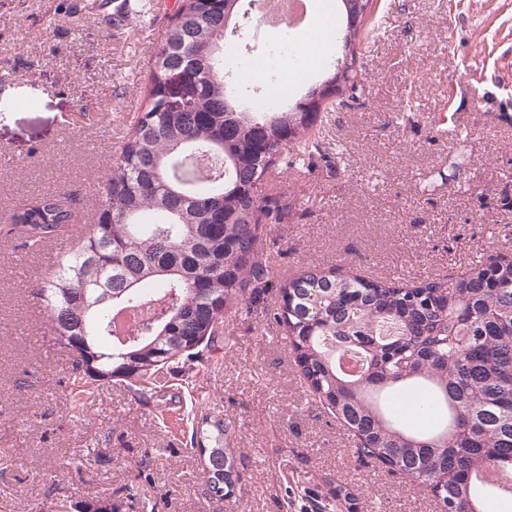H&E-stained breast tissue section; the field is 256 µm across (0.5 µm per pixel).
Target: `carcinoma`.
Returning <instances> with one entry per match:
<instances>
[{"label":"carcinoma","mask_w":512,"mask_h":512,"mask_svg":"<svg viewBox=\"0 0 512 512\" xmlns=\"http://www.w3.org/2000/svg\"><path fill=\"white\" fill-rule=\"evenodd\" d=\"M339 2L334 40L348 51V78L320 95L317 111L295 107L228 112L242 98L225 79L224 43L240 42L231 19L240 0H182L151 63L147 103L112 159L104 200L89 236L36 285L55 341L73 356L79 395L114 378L141 400L161 369L200 354L243 303L263 298L271 257L259 242L287 207L261 191L273 171L300 170L321 154L318 112L363 91L361 46L373 18L349 26ZM186 75L190 105L161 109L171 71ZM73 210L45 194L16 207L7 233L35 247L63 235ZM273 318L287 333L304 382L360 441V451L424 487L440 512L483 510L512 497L490 484L512 479V261L489 255L446 280L367 279L337 267L307 266L280 284ZM126 309L145 318L119 341L113 322ZM360 355L365 378L339 369L336 350ZM440 419L411 431L404 408ZM215 512L242 480L231 449L203 448ZM121 500L87 502L79 512H118Z\"/></svg>","instance_id":"1"}]
</instances>
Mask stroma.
Segmentation results:
<instances>
[{
	"label": "stroma",
	"instance_id": "35a3bbf8",
	"mask_svg": "<svg viewBox=\"0 0 512 512\" xmlns=\"http://www.w3.org/2000/svg\"><path fill=\"white\" fill-rule=\"evenodd\" d=\"M179 0H0V219L41 194L96 220L102 182L145 99L146 62ZM255 54L300 31L259 21ZM363 52L364 106L320 113L326 160L266 190L279 280L309 265L419 281L486 254L512 258V0H378ZM53 246L0 234V512L105 500L138 482L155 512H213L192 432H230L243 480L224 512H440L430 492L355 451L304 384L273 318L278 282L199 357L161 370L148 400L125 382L70 389L66 349L32 293Z\"/></svg>",
	"mask_w": 512,
	"mask_h": 512
}]
</instances>
